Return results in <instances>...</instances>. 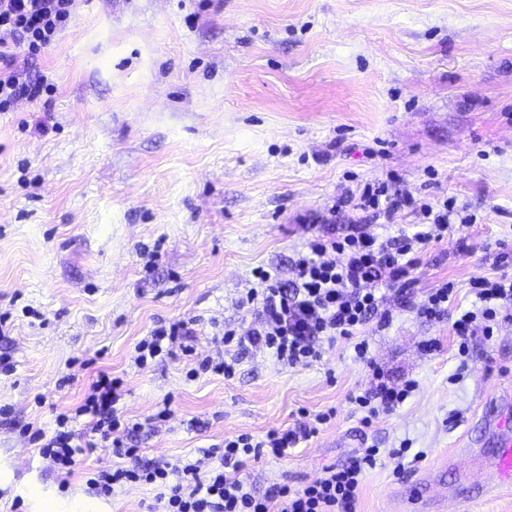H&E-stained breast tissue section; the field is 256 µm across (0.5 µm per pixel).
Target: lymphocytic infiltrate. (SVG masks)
<instances>
[{
    "instance_id": "lymphocytic-infiltrate-1",
    "label": "lymphocytic infiltrate",
    "mask_w": 512,
    "mask_h": 512,
    "mask_svg": "<svg viewBox=\"0 0 512 512\" xmlns=\"http://www.w3.org/2000/svg\"><path fill=\"white\" fill-rule=\"evenodd\" d=\"M74 6L75 0H0V109L50 90L47 75H31L28 63L54 41ZM406 204L382 181L364 184L357 207L392 224ZM419 213L417 229L410 234H374L354 222L340 237L312 235L307 254L295 262L291 283H281L273 270L255 268L254 285L241 300L243 308L253 311L254 324L243 335L228 326L216 336L224 348L223 359L199 357L189 321L175 320L156 325L137 344L136 366L181 356L194 363L190 376L211 372L230 378L246 347L269 351L282 365L304 367L321 362L340 340L353 342L357 358L367 361L361 329L374 319L383 326L389 322L381 308L382 289L413 286L411 272L419 253L440 241L459 218L453 202L445 198L421 204ZM471 289L474 309L461 312L453 323L463 349L474 330L493 336L500 312L512 307V277L478 276ZM371 376L369 391L357 402L372 418L395 411L416 388L412 380L390 385L376 369ZM124 395L123 379L99 371L80 402L56 415L52 430L29 424L23 432L64 480L73 474L80 456L98 443H109L114 461L90 473L89 492L107 499L127 487L153 488L146 512H356L365 474L376 465L377 449L362 448L345 464L324 469L322 476L303 486L276 484L260 496L243 474L246 462L267 456L287 459L292 448L331 420V412L261 438L247 433L224 438L204 449L209 466L203 469L190 461H142L133 443L140 425L124 417Z\"/></svg>"
}]
</instances>
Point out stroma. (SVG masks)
Here are the masks:
<instances>
[{
  "label": "stroma",
  "instance_id": "35a3bbf8",
  "mask_svg": "<svg viewBox=\"0 0 512 512\" xmlns=\"http://www.w3.org/2000/svg\"><path fill=\"white\" fill-rule=\"evenodd\" d=\"M31 68L51 76V105L0 112V354L15 365L0 373V512L18 496L26 512H144L150 490L87 493L85 472L111 449L85 455L64 488L21 432L51 426L99 370L124 378L143 458L199 462L224 437L332 407L288 459L248 464L254 491L301 486L373 447L357 512H423L406 491L426 480L443 512H512V489L488 486L480 420L512 392V320L471 336L463 357L452 329L473 277L512 276L498 262L512 253V0H76ZM388 178L413 201L400 228L440 197L474 218L421 253L414 287L387 292L390 325L363 331L389 382H417L402 407L363 423L369 364L344 342L310 367L254 349L230 380L188 379L181 357L135 365L163 320L195 319L198 355L223 356L212 324L248 329L238 299L253 270L293 279L341 199L333 232L354 220L379 231L355 203ZM447 280V315L418 316L423 291ZM166 401L174 414L157 422Z\"/></svg>",
  "mask_w": 512,
  "mask_h": 512
}]
</instances>
